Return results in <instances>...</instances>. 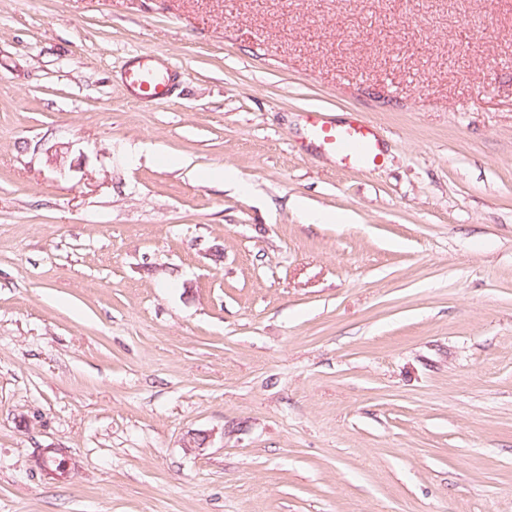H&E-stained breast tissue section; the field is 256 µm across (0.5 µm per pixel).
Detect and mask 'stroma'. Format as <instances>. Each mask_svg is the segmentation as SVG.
Wrapping results in <instances>:
<instances>
[{
  "instance_id": "35a3bbf8",
  "label": "stroma",
  "mask_w": 512,
  "mask_h": 512,
  "mask_svg": "<svg viewBox=\"0 0 512 512\" xmlns=\"http://www.w3.org/2000/svg\"><path fill=\"white\" fill-rule=\"evenodd\" d=\"M0 512H512V0H0ZM132 57L125 69L123 84L130 95L139 102H154L167 99L172 92L176 71L170 66H155L148 60ZM306 123L311 143L346 166L365 169L378 166L383 150L371 121L354 114L350 119L336 122L326 112H308Z\"/></svg>"
}]
</instances>
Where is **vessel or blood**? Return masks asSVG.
I'll use <instances>...</instances> for the list:
<instances>
[{
	"label": "vessel or blood",
	"instance_id": "obj_1",
	"mask_svg": "<svg viewBox=\"0 0 512 512\" xmlns=\"http://www.w3.org/2000/svg\"><path fill=\"white\" fill-rule=\"evenodd\" d=\"M175 77L171 66H157L136 57L124 71L123 84L135 100L153 102L170 96ZM306 123L312 143L346 166L371 169L383 156L376 126L359 115L337 122L327 113L311 112Z\"/></svg>",
	"mask_w": 512,
	"mask_h": 512
}]
</instances>
